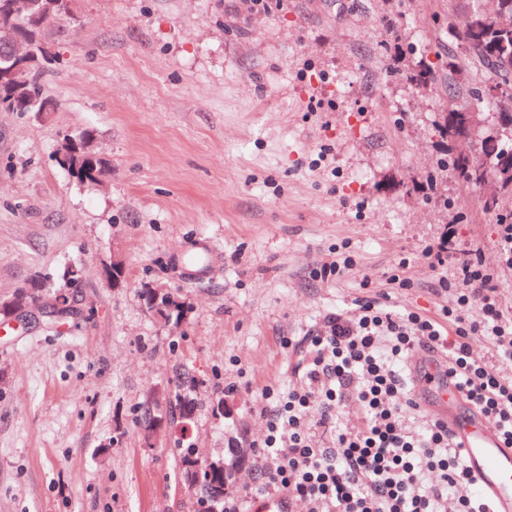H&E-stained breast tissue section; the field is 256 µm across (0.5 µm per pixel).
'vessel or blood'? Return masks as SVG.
<instances>
[{
    "label": "vessel or blood",
    "mask_w": 512,
    "mask_h": 512,
    "mask_svg": "<svg viewBox=\"0 0 512 512\" xmlns=\"http://www.w3.org/2000/svg\"><path fill=\"white\" fill-rule=\"evenodd\" d=\"M418 396H431L429 411L443 424L462 452L489 512H512V447L469 406L454 382L437 365L416 379Z\"/></svg>",
    "instance_id": "obj_1"
}]
</instances>
